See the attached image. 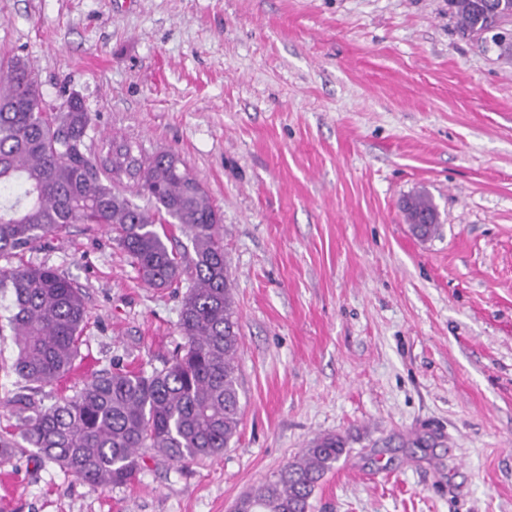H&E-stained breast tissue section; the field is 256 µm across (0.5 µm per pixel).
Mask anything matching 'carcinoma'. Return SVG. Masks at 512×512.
Here are the masks:
<instances>
[{"instance_id":"carcinoma-1","label":"carcinoma","mask_w":512,"mask_h":512,"mask_svg":"<svg viewBox=\"0 0 512 512\" xmlns=\"http://www.w3.org/2000/svg\"><path fill=\"white\" fill-rule=\"evenodd\" d=\"M499 16L484 0H448L459 34L471 40L512 19V0ZM91 116L81 100L58 105L44 98L20 57L0 79V258L60 235L72 224L110 228L143 283L170 288L183 281L181 343L163 368L148 373L112 362L79 391L46 405L37 394L75 368L88 309L79 288L45 265L0 267V293L11 297L7 325L16 357L0 371L27 384L9 400L20 439L0 436V465L27 454L93 486L123 487L150 448L175 464L215 458L230 447L241 424L237 356L241 339L224 257L221 218L183 159L170 150L134 153L128 142L109 145L98 160L87 155ZM134 182L140 206L117 189ZM421 238L439 224L432 200L417 194L404 204ZM418 217L430 224H416ZM159 221L180 225L193 255L169 249ZM338 435L313 440L297 458L239 498L237 512H308L319 482L345 453Z\"/></svg>"}]
</instances>
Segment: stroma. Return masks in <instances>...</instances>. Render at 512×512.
<instances>
[{
  "mask_svg": "<svg viewBox=\"0 0 512 512\" xmlns=\"http://www.w3.org/2000/svg\"><path fill=\"white\" fill-rule=\"evenodd\" d=\"M80 98L95 155L177 151L223 218L242 424L222 455L141 454L94 489L16 458L6 512H229L310 441L345 438L310 512H512V56L448 0H0V59ZM428 194L440 231L402 202ZM23 262L83 291L81 357L162 367L182 289L112 231L70 225ZM404 211L409 226L414 234L421 238H430L435 236L438 231V221H433L435 214H437L436 207L432 200L425 194H417L406 200L404 204ZM417 217L430 218V220H416ZM432 224H428V223Z\"/></svg>",
  "mask_w": 512,
  "mask_h": 512,
  "instance_id": "stroma-1",
  "label": "stroma"
}]
</instances>
